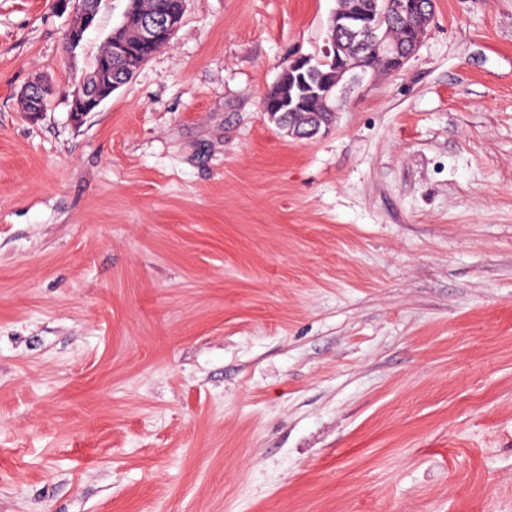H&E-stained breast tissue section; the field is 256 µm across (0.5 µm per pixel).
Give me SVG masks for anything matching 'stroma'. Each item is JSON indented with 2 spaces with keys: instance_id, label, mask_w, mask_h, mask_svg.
<instances>
[{
  "instance_id": "obj_1",
  "label": "stroma",
  "mask_w": 512,
  "mask_h": 512,
  "mask_svg": "<svg viewBox=\"0 0 512 512\" xmlns=\"http://www.w3.org/2000/svg\"><path fill=\"white\" fill-rule=\"evenodd\" d=\"M126 5L0 0V512H512V0L302 141L336 0H184L74 125ZM99 0H78L80 21L69 29L66 35V43L69 49L73 50L83 40L86 30L91 28L96 21Z\"/></svg>"
}]
</instances>
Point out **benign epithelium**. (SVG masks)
<instances>
[{
	"instance_id": "benign-epithelium-1",
	"label": "benign epithelium",
	"mask_w": 512,
	"mask_h": 512,
	"mask_svg": "<svg viewBox=\"0 0 512 512\" xmlns=\"http://www.w3.org/2000/svg\"><path fill=\"white\" fill-rule=\"evenodd\" d=\"M357 2L352 0V5L346 11L337 9L333 12L329 30L335 32V35L329 37L322 56L297 55L288 61V69L295 71L304 68L311 70L328 60L333 61L336 65V82L316 92L321 107L330 115L335 112L333 98L338 82L345 75L360 80L380 68L388 71L402 69L422 43L434 18L435 0L426 3L407 0L399 5L397 10H403L415 19L407 39L400 41L391 24L390 13L394 7L389 0H373L368 6H359ZM78 6L80 21L66 35V43L71 50L79 46L85 31L95 24L98 0H78ZM175 27L174 17L162 13L149 19L140 13L135 0H128L122 24L107 39L110 53L99 61L93 81L83 76L72 84V122L82 123L88 113L94 111L117 89L119 83L113 78L112 62L122 64L127 73L139 70L144 53L156 52L160 38ZM340 32L359 37L362 54H347L337 37ZM44 95L45 85L35 80L25 88L22 98L34 105V112L41 113L44 111Z\"/></svg>"
}]
</instances>
